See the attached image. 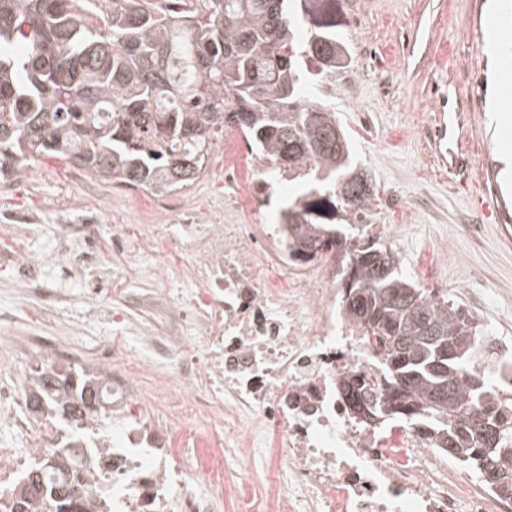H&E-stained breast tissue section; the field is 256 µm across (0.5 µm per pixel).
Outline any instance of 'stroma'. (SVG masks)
I'll return each instance as SVG.
<instances>
[{
	"label": "stroma",
	"instance_id": "stroma-1",
	"mask_svg": "<svg viewBox=\"0 0 512 512\" xmlns=\"http://www.w3.org/2000/svg\"><path fill=\"white\" fill-rule=\"evenodd\" d=\"M337 19L348 43L365 46L372 57L352 54L329 103L375 184L372 209L381 211L383 223L400 227L403 274L421 288L439 280L460 284V303L486 333L512 337V185L501 176L505 128L489 121L512 74V0H340ZM495 21L504 51L490 56L483 36ZM443 112L472 116L463 147L468 161L452 170L438 141ZM231 192L217 145L200 179L163 196L102 182L52 158L31 163L23 175L0 177V215L25 218L0 223V255L20 248L46 259L59 225L97 214L101 234L81 278L110 294L96 303L73 293L42 315L15 291L12 271L0 259V312L12 316L11 335L56 337L86 367L93 366L99 345L110 343L126 355L125 374L153 397L159 379L144 369L145 348L130 333L138 321L124 317L122 303L130 289L154 292L159 284L138 277L130 255L157 254L171 276V296L181 297L193 282L179 245L161 227L183 209L200 224L247 223L228 206ZM115 225L126 233L130 252L113 250ZM177 419L222 441L225 467L248 471L255 490H265L267 469L240 459L224 439L223 405L200 417L186 409Z\"/></svg>",
	"mask_w": 512,
	"mask_h": 512
}]
</instances>
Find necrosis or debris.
Returning a JSON list of instances; mask_svg holds the SVG:
<instances>
[{"instance_id": "1", "label": "necrosis or debris", "mask_w": 512, "mask_h": 512, "mask_svg": "<svg viewBox=\"0 0 512 512\" xmlns=\"http://www.w3.org/2000/svg\"><path fill=\"white\" fill-rule=\"evenodd\" d=\"M223 145L233 203L253 212L272 166L261 160L244 168L236 136H225ZM177 220L195 286L180 300L162 290L154 295V306L174 318L178 331L157 328L144 336L147 367L164 371L167 391L205 377L208 398L230 409V431L248 461L277 451L271 512H512V496L464 476L433 439L348 414L341 378L378 373L380 364L342 313L341 259L302 263L281 224H198L187 210ZM99 231L95 223L62 225L63 245L47 261L9 255L26 297L51 310L58 296L44 288L50 270L78 275ZM189 338L196 352H185ZM99 360L105 395L129 417L126 428L98 441L104 456L90 476L111 489L112 512H214L224 497L251 512L250 481L224 468L213 435L194 436L191 466L168 464L139 415L141 390L114 373L109 347ZM198 483L210 494L197 493Z\"/></svg>"}]
</instances>
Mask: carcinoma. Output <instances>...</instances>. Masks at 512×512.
<instances>
[{
  "label": "carcinoma",
  "mask_w": 512,
  "mask_h": 512,
  "mask_svg": "<svg viewBox=\"0 0 512 512\" xmlns=\"http://www.w3.org/2000/svg\"><path fill=\"white\" fill-rule=\"evenodd\" d=\"M81 0H0V171L62 159L105 182L157 195L203 174L212 143L236 127L247 145L298 191L282 223L300 245L339 251L349 235L321 224L335 215L356 230L346 254L342 308L382 360L377 380L339 389L348 406L377 422L400 420L441 440L485 482L512 492V365L490 382L478 360L487 342L479 320L446 294L417 288L401 259L365 238L372 178L358 166L336 112L309 91L336 85L348 48L336 30V0H112L94 25ZM46 365L26 395L56 412L60 439L12 489L11 512H89L69 473L94 469L91 423L62 418L91 369L73 383L47 384ZM86 443L87 463L68 448Z\"/></svg>",
  "instance_id": "obj_1"
}]
</instances>
